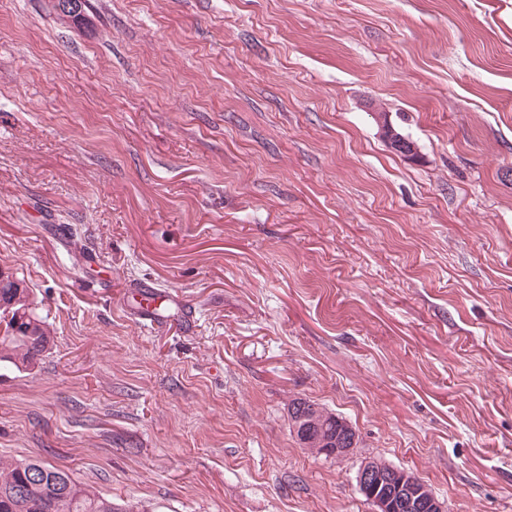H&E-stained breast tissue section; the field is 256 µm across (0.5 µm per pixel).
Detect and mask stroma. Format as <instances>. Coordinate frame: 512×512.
Instances as JSON below:
<instances>
[{
    "mask_svg": "<svg viewBox=\"0 0 512 512\" xmlns=\"http://www.w3.org/2000/svg\"><path fill=\"white\" fill-rule=\"evenodd\" d=\"M0 269L53 332L0 460L134 512H372L369 460L512 512V0H0ZM321 411L326 413L322 416L321 421L315 427L309 426L307 428L309 434L305 438L299 436V433H297V437L307 448H323L321 454L336 456V458L348 455L356 445L355 431L352 427L346 426L342 434L341 429L336 434V428L338 427L336 417L343 421L342 418L324 409H321ZM331 440L336 445V448H327V445L332 444Z\"/></svg>",
    "mask_w": 512,
    "mask_h": 512,
    "instance_id": "1",
    "label": "stroma"
}]
</instances>
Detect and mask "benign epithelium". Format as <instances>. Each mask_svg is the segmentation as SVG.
I'll use <instances>...</instances> for the list:
<instances>
[{"label":"benign epithelium","mask_w":512,"mask_h":512,"mask_svg":"<svg viewBox=\"0 0 512 512\" xmlns=\"http://www.w3.org/2000/svg\"><path fill=\"white\" fill-rule=\"evenodd\" d=\"M332 443L335 447L324 448L321 453L344 457L355 448L356 433L347 426ZM357 482L373 512H444L440 501L425 485L409 473L378 461L365 463L358 471Z\"/></svg>","instance_id":"obj_1"}]
</instances>
